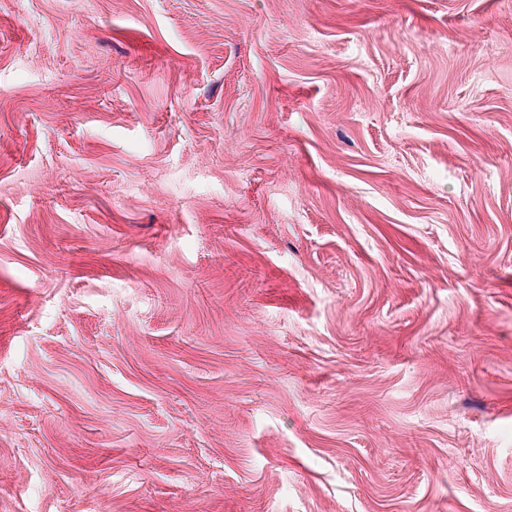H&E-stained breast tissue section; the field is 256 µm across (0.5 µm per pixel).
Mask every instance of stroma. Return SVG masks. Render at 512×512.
Returning <instances> with one entry per match:
<instances>
[{"label": "stroma", "instance_id": "obj_1", "mask_svg": "<svg viewBox=\"0 0 512 512\" xmlns=\"http://www.w3.org/2000/svg\"><path fill=\"white\" fill-rule=\"evenodd\" d=\"M0 512H512V0H0Z\"/></svg>", "mask_w": 512, "mask_h": 512}]
</instances>
